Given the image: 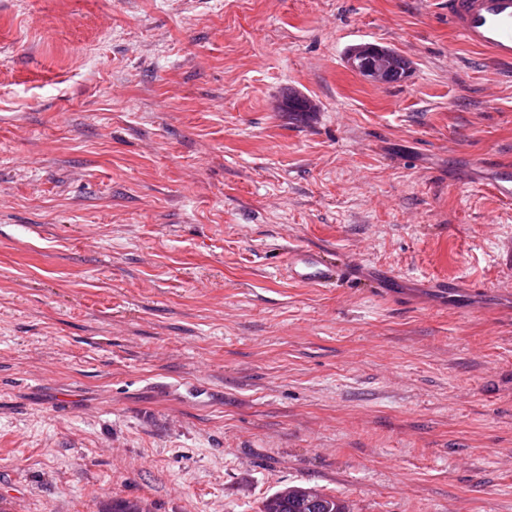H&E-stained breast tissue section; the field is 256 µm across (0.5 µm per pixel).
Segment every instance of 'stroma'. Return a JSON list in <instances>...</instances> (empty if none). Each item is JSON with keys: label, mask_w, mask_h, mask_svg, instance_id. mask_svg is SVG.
<instances>
[{"label": "stroma", "mask_w": 512, "mask_h": 512, "mask_svg": "<svg viewBox=\"0 0 512 512\" xmlns=\"http://www.w3.org/2000/svg\"><path fill=\"white\" fill-rule=\"evenodd\" d=\"M504 167L447 0H0V512H512ZM349 67L362 77L379 83L390 81L402 64L400 55L394 51L373 44H359L355 53L347 56ZM407 71V61L403 59L400 71L394 74L393 81H399ZM286 270L291 275L320 286L334 280H349L356 275L353 267H333L323 260L319 252L311 250L290 253ZM292 490L288 494V488L284 490L288 494L285 499L281 494V490L275 491L268 496L263 502L262 512H305L303 505L307 501V492L312 487L292 486Z\"/></svg>", "instance_id": "35a3bbf8"}]
</instances>
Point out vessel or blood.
Returning a JSON list of instances; mask_svg holds the SVG:
<instances>
[{
	"instance_id": "1",
	"label": "vessel or blood",
	"mask_w": 512,
	"mask_h": 512,
	"mask_svg": "<svg viewBox=\"0 0 512 512\" xmlns=\"http://www.w3.org/2000/svg\"><path fill=\"white\" fill-rule=\"evenodd\" d=\"M448 21L464 44L495 62L512 64V0H448ZM286 270L320 286L356 274L353 267L327 264L311 250L290 253Z\"/></svg>"
}]
</instances>
